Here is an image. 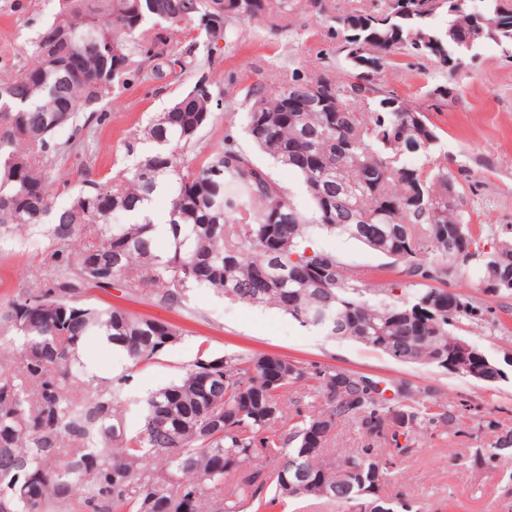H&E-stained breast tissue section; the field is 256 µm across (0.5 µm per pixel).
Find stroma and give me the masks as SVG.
<instances>
[{
    "instance_id": "stroma-1",
    "label": "stroma",
    "mask_w": 512,
    "mask_h": 512,
    "mask_svg": "<svg viewBox=\"0 0 512 512\" xmlns=\"http://www.w3.org/2000/svg\"><path fill=\"white\" fill-rule=\"evenodd\" d=\"M57 9L58 0H0V76L23 72L29 63L31 38ZM290 21V30L276 35L262 24H244L236 49L214 51L210 76L224 90L237 93L291 60L302 63L311 73L343 74V60L326 35L328 20L315 18L300 6L291 13ZM196 78V71L190 70L163 87L139 80L129 82L117 90L108 121L83 130L77 137L84 140V148H73L77 138L71 129L58 130L55 140L67 151L49 169L53 208L68 205L84 175L108 181L154 150V143L140 138V131L183 95ZM439 84L450 87L452 94L448 103L430 112L429 118L449 160L470 167L480 181L467 195L472 222L512 230V59L488 41L474 63L453 75L433 62L419 63L409 57L401 58L399 66L386 74L390 90L421 105L426 102V91ZM230 129L252 160L292 188L299 207H307L296 175L254 149L244 132L243 115L229 122L223 110H216L212 124L200 133V146L218 145ZM318 244L335 251L354 269H371L385 261L384 256L342 235H322ZM49 245L46 226L24 231L0 228V313L13 299L33 289L30 274L40 267ZM83 299L98 306L113 304L138 315L160 317L184 331L158 359L139 366L122 352L103 348L95 340L82 345L81 360L90 364L98 377L126 376L121 402L129 432L138 430L148 395L177 380L197 360L203 345L215 357L250 351L305 364L339 366L391 383L407 382L417 389L432 387L448 401L471 407L463 436L419 437L416 452L397 466L388 494H402L416 502L421 512H434L442 502L448 504V512H512V458L490 466L475 455L476 448L488 440L479 427L482 415L493 414L512 427V376L487 384L438 369L404 365L352 341L329 339L302 327L280 310L225 302L205 287L195 289L187 305L176 310L160 307L152 297H131L113 288L86 289Z\"/></svg>"
}]
</instances>
